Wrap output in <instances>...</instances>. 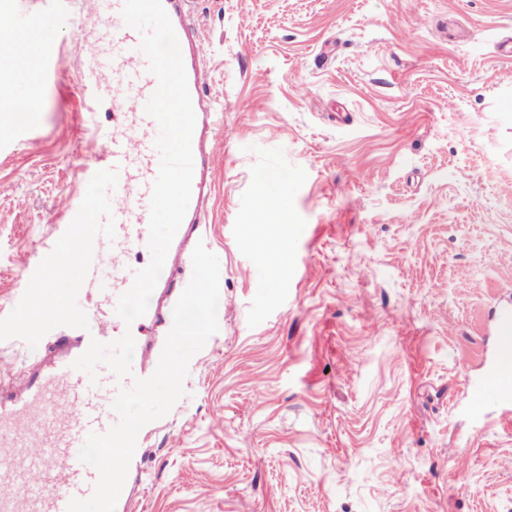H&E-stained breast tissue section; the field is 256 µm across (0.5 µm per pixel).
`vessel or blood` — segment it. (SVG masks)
Segmentation results:
<instances>
[{
  "label": "vessel or blood",
  "instance_id": "obj_1",
  "mask_svg": "<svg viewBox=\"0 0 512 512\" xmlns=\"http://www.w3.org/2000/svg\"><path fill=\"white\" fill-rule=\"evenodd\" d=\"M178 37L195 113L192 136L194 174L185 218L169 248L146 314L125 325L116 314L118 299L137 271L151 260L148 247L152 186L160 155L154 146L159 133L145 105L158 81L139 50L140 36L125 25L123 0H92L98 20L94 50L80 71L78 93L91 115V135L84 146L78 178L84 190L63 201L66 223L79 227L72 254L55 250L47 257L25 252L20 269L27 284L44 278L69 285L68 319L56 315L39 321L41 336L34 345L36 365L19 378L0 379V512H67L74 499L89 498L97 470L81 462L79 453L89 434L106 432L119 420L112 403L120 389L156 370L163 346L158 337L173 326V309L182 282L192 277V253L206 233V208L214 187L212 147L223 130L219 112L207 92V71L199 54L203 36L192 18L191 0H163ZM43 23L42 16H12L10 28L20 36V49L39 57L35 81L61 58L55 46L25 41ZM112 108V122H96L102 103ZM97 290L104 308L84 305L80 288ZM131 333L134 352L131 373L117 378L106 367L96 377L75 369L74 363L91 341L108 343ZM496 347L485 359L479 377L468 387L482 404L512 411V303L499 305L493 326ZM144 454L135 450L116 505L131 512L142 480Z\"/></svg>",
  "mask_w": 512,
  "mask_h": 512
}]
</instances>
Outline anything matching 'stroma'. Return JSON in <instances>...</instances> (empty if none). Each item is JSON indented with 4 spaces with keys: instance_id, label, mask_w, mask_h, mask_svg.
I'll return each instance as SVG.
<instances>
[{
    "instance_id": "obj_1",
    "label": "stroma",
    "mask_w": 512,
    "mask_h": 512,
    "mask_svg": "<svg viewBox=\"0 0 512 512\" xmlns=\"http://www.w3.org/2000/svg\"><path fill=\"white\" fill-rule=\"evenodd\" d=\"M224 104L206 242L219 330L145 445L133 512H512V414H467L483 331L512 298V0H195ZM0 141V308L80 190L91 40ZM278 175L273 276L246 217ZM39 331L0 328V374ZM457 481H449V471Z\"/></svg>"
}]
</instances>
